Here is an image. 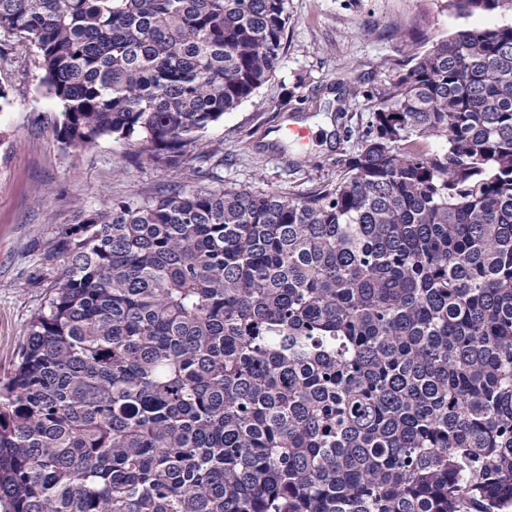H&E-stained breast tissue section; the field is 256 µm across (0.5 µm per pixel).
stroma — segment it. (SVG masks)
<instances>
[{
    "label": "stroma",
    "mask_w": 512,
    "mask_h": 512,
    "mask_svg": "<svg viewBox=\"0 0 512 512\" xmlns=\"http://www.w3.org/2000/svg\"><path fill=\"white\" fill-rule=\"evenodd\" d=\"M290 23L272 78L251 99L211 124L202 146H221L216 171L228 189L285 190L306 196L335 182L378 104L410 60L460 29L494 26L507 15L462 16L447 0H288ZM28 67L0 63V85L14 89L0 111V377L16 362L31 316L53 277L41 253L80 213L136 200L173 181L132 164L125 141L105 137L82 153L52 133L61 107ZM299 123L306 143L282 137Z\"/></svg>",
    "instance_id": "stroma-1"
}]
</instances>
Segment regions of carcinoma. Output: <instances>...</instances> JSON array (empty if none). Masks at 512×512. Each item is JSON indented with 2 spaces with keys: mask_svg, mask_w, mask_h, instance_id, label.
Instances as JSON below:
<instances>
[{
  "mask_svg": "<svg viewBox=\"0 0 512 512\" xmlns=\"http://www.w3.org/2000/svg\"><path fill=\"white\" fill-rule=\"evenodd\" d=\"M460 15L512 0H449ZM288 0H0L78 152L181 171L45 246L0 380V512H512V23L380 97L305 198L204 185Z\"/></svg>",
  "mask_w": 512,
  "mask_h": 512,
  "instance_id": "1",
  "label": "carcinoma"
}]
</instances>
